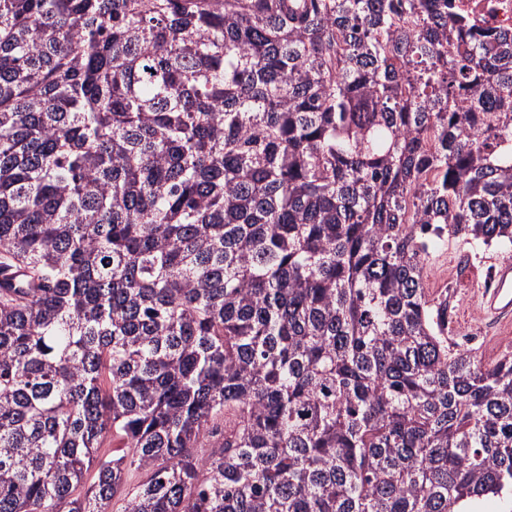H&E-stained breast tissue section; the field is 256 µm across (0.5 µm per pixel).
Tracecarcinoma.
Segmentation results:
<instances>
[{
	"label": "carcinoma",
	"mask_w": 512,
	"mask_h": 512,
	"mask_svg": "<svg viewBox=\"0 0 512 512\" xmlns=\"http://www.w3.org/2000/svg\"><path fill=\"white\" fill-rule=\"evenodd\" d=\"M445 233L512 252V32L452 0H0V512L512 497Z\"/></svg>",
	"instance_id": "1"
}]
</instances>
